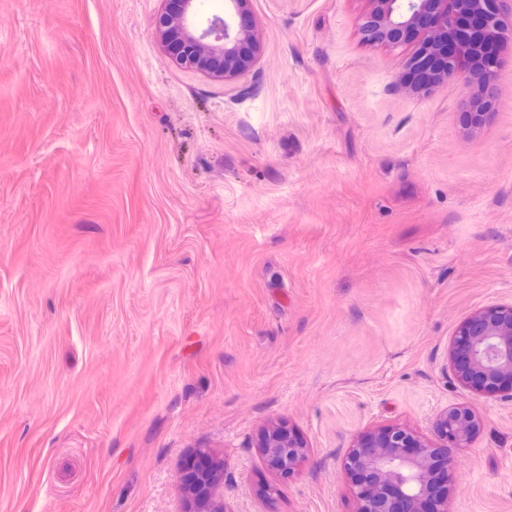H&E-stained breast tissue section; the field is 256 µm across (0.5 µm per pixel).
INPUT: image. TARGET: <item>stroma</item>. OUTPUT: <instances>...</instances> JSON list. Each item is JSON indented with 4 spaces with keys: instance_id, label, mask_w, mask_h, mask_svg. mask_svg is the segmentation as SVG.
Segmentation results:
<instances>
[{
    "instance_id": "35a3bbf8",
    "label": "stroma",
    "mask_w": 512,
    "mask_h": 512,
    "mask_svg": "<svg viewBox=\"0 0 512 512\" xmlns=\"http://www.w3.org/2000/svg\"><path fill=\"white\" fill-rule=\"evenodd\" d=\"M163 0H0V512H355L364 431L431 440L448 512H512V398L464 389L458 324L512 303V40L492 121L396 86L366 0H251L260 61L178 65ZM274 423L307 456L275 475ZM258 448L269 468L280 476L294 473L307 451L302 438L284 425L265 429ZM199 457L207 461L205 469L196 475L193 469L182 472L181 479L186 493V512H223V498H221V485H223L224 462L213 458L209 451L199 450Z\"/></svg>"
}]
</instances>
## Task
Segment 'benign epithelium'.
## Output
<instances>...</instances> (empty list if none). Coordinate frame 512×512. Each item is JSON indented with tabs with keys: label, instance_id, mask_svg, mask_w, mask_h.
<instances>
[{
	"label": "benign epithelium",
	"instance_id": "7a95c632",
	"mask_svg": "<svg viewBox=\"0 0 512 512\" xmlns=\"http://www.w3.org/2000/svg\"><path fill=\"white\" fill-rule=\"evenodd\" d=\"M199 0H164L156 30L171 58L205 74L236 78L259 61L256 21L249 0H224V14L204 17ZM364 38L397 48L418 45L410 60L423 75L436 74V85L455 79L475 63V77L463 92L462 120L478 129L496 111L499 56L490 51L512 37V0H367ZM451 368L466 388L486 395L512 397V304L477 310L457 327L449 353ZM479 420L466 405L445 411L429 441L401 426L372 429L358 436L345 472L356 512H448L447 485H439L436 467L449 471L451 460L440 446L466 448ZM258 448L280 476L295 472L306 456L302 438L284 425L264 430ZM205 469H188L181 479L186 512H224L221 485L224 462L197 451Z\"/></svg>",
	"mask_w": 512,
	"mask_h": 512
}]
</instances>
